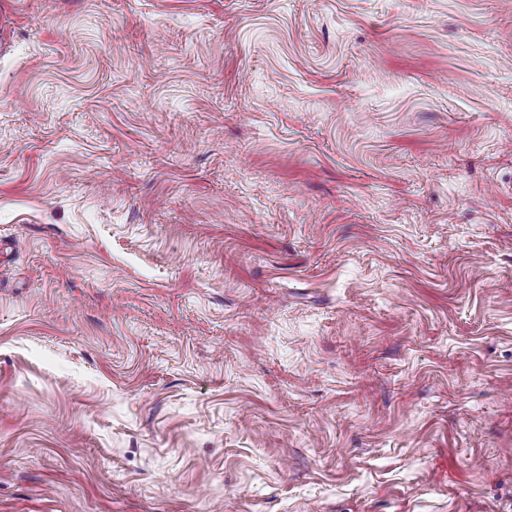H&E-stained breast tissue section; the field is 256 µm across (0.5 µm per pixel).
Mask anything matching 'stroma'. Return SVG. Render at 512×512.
<instances>
[{
  "instance_id": "stroma-1",
  "label": "stroma",
  "mask_w": 512,
  "mask_h": 512,
  "mask_svg": "<svg viewBox=\"0 0 512 512\" xmlns=\"http://www.w3.org/2000/svg\"><path fill=\"white\" fill-rule=\"evenodd\" d=\"M0 512H512V0H0Z\"/></svg>"
}]
</instances>
